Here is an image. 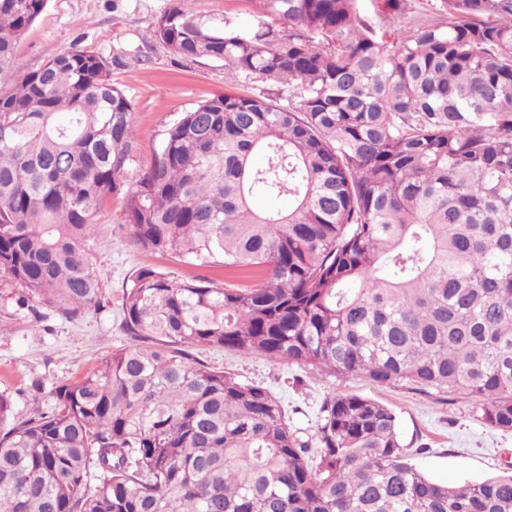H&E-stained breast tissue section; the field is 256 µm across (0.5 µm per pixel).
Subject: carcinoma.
Returning a JSON list of instances; mask_svg holds the SVG:
<instances>
[{
	"instance_id": "cac0c4a2",
	"label": "carcinoma",
	"mask_w": 512,
	"mask_h": 512,
	"mask_svg": "<svg viewBox=\"0 0 512 512\" xmlns=\"http://www.w3.org/2000/svg\"><path fill=\"white\" fill-rule=\"evenodd\" d=\"M196 2L155 38L272 90L184 112L124 214L140 248L256 284L136 269L127 347L25 420L0 394V512H512V474L431 480L359 395L325 398L312 462L268 388L195 355L470 399L512 431V0H443L447 20L392 40L358 0H259L286 30ZM46 5L0 0L1 84ZM133 112L77 44L0 89V274L71 318L100 304L86 242L135 161Z\"/></svg>"
}]
</instances>
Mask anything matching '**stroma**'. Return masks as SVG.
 Returning <instances> with one entry per match:
<instances>
[{"mask_svg": "<svg viewBox=\"0 0 512 512\" xmlns=\"http://www.w3.org/2000/svg\"><path fill=\"white\" fill-rule=\"evenodd\" d=\"M172 0H48L44 12L16 45L20 73L38 69L73 45L99 52L113 80L135 106L136 163L147 164L167 124L199 101L227 92L257 96L263 84L227 79L222 63L174 57L153 37L156 17ZM199 13L212 21L253 22L257 0H198ZM360 13L388 33L442 21L441 0H406L401 17L388 18L382 0H361ZM100 228L88 241L102 271L99 307L66 318L58 305L30 296L0 277V393L10 396L15 419L33 408L49 409L54 389L80 379L129 340L121 327L122 295L134 269L151 266L179 281L201 276L223 283L227 274L137 248L114 195L99 212ZM200 359L243 383H260L279 398L290 424L303 438L316 433L323 400L338 393L369 397L395 409L407 463L430 478L455 483L503 474L512 460V432L484 424L474 402L448 399L405 387H377L360 376L325 375L306 367L241 356L221 349L200 351Z\"/></svg>", "mask_w": 512, "mask_h": 512, "instance_id": "stroma-1", "label": "stroma"}]
</instances>
